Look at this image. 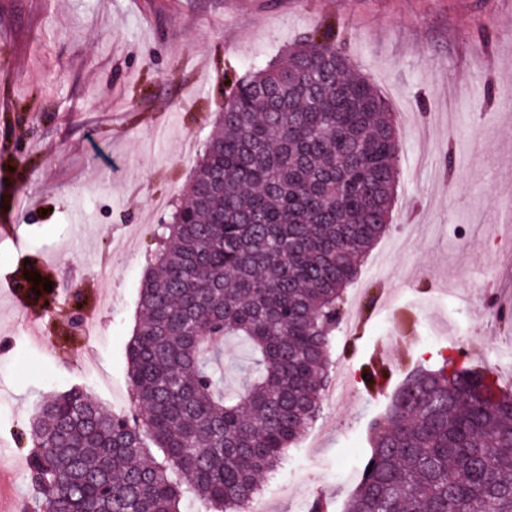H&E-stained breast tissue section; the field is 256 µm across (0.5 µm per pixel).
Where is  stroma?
Here are the masks:
<instances>
[{
  "label": "stroma",
  "mask_w": 512,
  "mask_h": 512,
  "mask_svg": "<svg viewBox=\"0 0 512 512\" xmlns=\"http://www.w3.org/2000/svg\"><path fill=\"white\" fill-rule=\"evenodd\" d=\"M335 27L353 70L392 112L401 153L394 225L344 294L353 331L332 339L334 372L353 391L265 478L264 512L343 505L360 478L365 428L385 403L359 379L380 352L429 357L430 324L480 343L503 382L504 330L488 297L512 311V257L487 232L512 202V0H0V469L30 500L21 440L42 397L72 385L135 413L126 347L157 229L187 183L232 83L279 59L313 29ZM454 147L457 168L443 153ZM71 284L32 290L31 273ZM47 310L31 335L29 309ZM94 316L87 339L74 318Z\"/></svg>",
  "instance_id": "obj_1"
}]
</instances>
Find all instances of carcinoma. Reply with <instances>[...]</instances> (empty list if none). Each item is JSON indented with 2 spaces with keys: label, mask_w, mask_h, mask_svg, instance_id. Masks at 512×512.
<instances>
[{
  "label": "carcinoma",
  "mask_w": 512,
  "mask_h": 512,
  "mask_svg": "<svg viewBox=\"0 0 512 512\" xmlns=\"http://www.w3.org/2000/svg\"><path fill=\"white\" fill-rule=\"evenodd\" d=\"M398 133L323 25L240 77L144 276L126 349L142 416L71 387L41 401L27 477L37 512H250L320 412L332 331L361 260L389 230ZM257 355L231 396L211 359ZM362 383L384 394L391 368ZM161 452L152 456L145 439ZM343 512H512V385L468 343L411 361Z\"/></svg>",
  "instance_id": "1"
}]
</instances>
